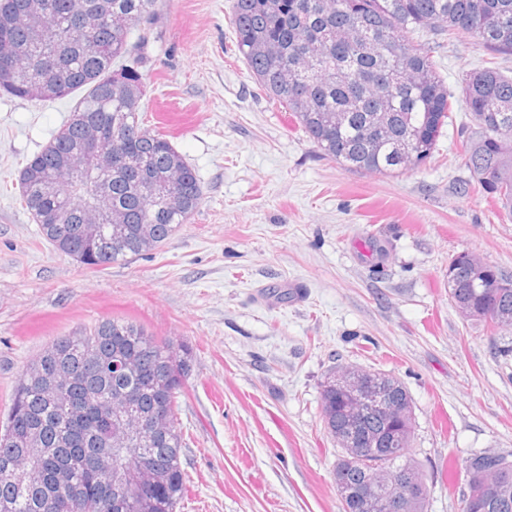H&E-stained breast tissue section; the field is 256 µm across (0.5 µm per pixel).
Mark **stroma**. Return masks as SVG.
Segmentation results:
<instances>
[{
	"mask_svg": "<svg viewBox=\"0 0 512 512\" xmlns=\"http://www.w3.org/2000/svg\"><path fill=\"white\" fill-rule=\"evenodd\" d=\"M232 5L157 4L142 121L168 136L204 196L147 255L93 270L43 239L19 175L77 97L0 93V427L21 372L53 339L124 318L193 353L179 397L189 480L177 512H342L321 384L345 366L405 385L427 512H461L470 454H512V356L502 353L512 335H489L448 301L452 255L512 271V222L460 189L468 114L455 108L418 168L343 169L260 90ZM488 57L474 39L432 44L453 89Z\"/></svg>",
	"mask_w": 512,
	"mask_h": 512,
	"instance_id": "stroma-1",
	"label": "stroma"
}]
</instances>
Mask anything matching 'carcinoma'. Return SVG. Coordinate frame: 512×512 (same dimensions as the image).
Returning <instances> with one entry per match:
<instances>
[{
    "mask_svg": "<svg viewBox=\"0 0 512 512\" xmlns=\"http://www.w3.org/2000/svg\"><path fill=\"white\" fill-rule=\"evenodd\" d=\"M97 0H0V46L10 42V69H0V91L24 99L55 100L85 88V97L67 121L23 167L21 199L41 236L58 252L89 269L127 261L162 246L189 222L203 198L195 170L165 135L128 132L140 122L145 87L139 71L157 0H104L112 13L127 18L116 27L102 18L90 31L62 24L59 42L74 49L73 64L57 80L44 70L41 49L14 26L18 17L45 6L64 19L72 9ZM232 23L245 63L270 98L292 112L327 158L348 170L400 174L425 164L454 111L456 97L436 71L429 44L414 45L407 35L426 31L450 41L478 39L490 52L485 65L465 74L460 92L475 136L462 142L470 179L463 190H475L499 207V218L512 222V76L497 65L512 55V0H234ZM136 42H130L133 29ZM105 134V148L122 156L107 175L112 210L124 219L125 233L103 235L92 242L60 233L59 226H79L88 189L97 174L72 175L70 155L90 127ZM420 138L424 151L413 162L402 146ZM87 190L73 192L74 178ZM57 190L51 191L48 182ZM454 278L448 301L465 316L484 322L499 334H512L500 313H512V290L495 293L480 287L481 276L502 269L470 253L449 260ZM124 352L129 372L112 378V355ZM191 371L188 347L175 351L171 342L126 319H103L46 346L20 376L11 395L7 422L0 433V504L11 512H73L58 499L55 470L67 465L81 474L78 485L83 512H132L104 502L102 484L109 469L98 466L109 445L112 416L83 417L68 406L86 399L111 402L122 393H140L139 411L167 407V429L148 445L147 456L129 455L123 468L136 474L145 467L162 476L143 512H176L186 488L182 464L184 439L177 417V394ZM322 420L331 437L343 424L336 410V391L321 392ZM412 415L404 422L405 447L398 462L412 478L408 512H427L424 474L413 457ZM34 447L41 455L42 476L32 483L23 455ZM389 462L381 451L359 459L339 456L335 478L355 484L379 475ZM468 491L462 512L472 499L496 489L487 512H512V460L486 449L466 462Z\"/></svg>",
    "mask_w": 512,
    "mask_h": 512,
    "instance_id": "cac0c4a2",
    "label": "carcinoma"
}]
</instances>
